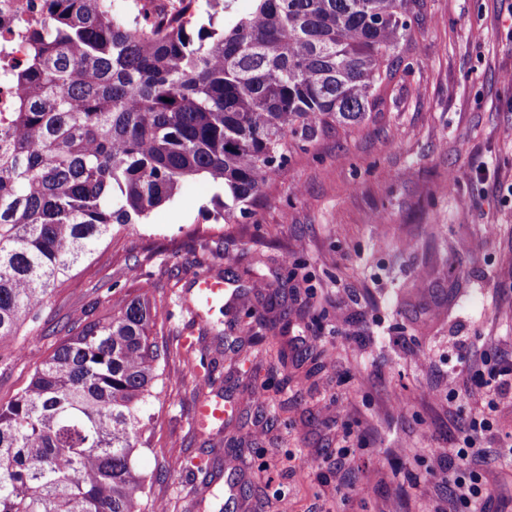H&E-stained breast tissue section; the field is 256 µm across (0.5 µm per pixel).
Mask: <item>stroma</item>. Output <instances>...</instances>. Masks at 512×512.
Masks as SVG:
<instances>
[{"mask_svg":"<svg viewBox=\"0 0 512 512\" xmlns=\"http://www.w3.org/2000/svg\"><path fill=\"white\" fill-rule=\"evenodd\" d=\"M412 27L409 72L379 115L297 151L241 223L209 218L217 187L197 178L146 223L114 230L45 305V333L18 337L0 363V399L28 384L89 302L142 282L168 347L139 462L155 476L152 502L448 512V450L471 406L449 400L448 385L512 350V0H427ZM212 267L238 301L213 309L207 335L189 299ZM271 311L286 314L275 338L253 343ZM208 398L236 405L223 430L195 422ZM495 419L476 468L493 512H512V459L497 453L511 393ZM231 456L251 472L226 470Z\"/></svg>","mask_w":512,"mask_h":512,"instance_id":"obj_1","label":"stroma"}]
</instances>
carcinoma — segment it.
Masks as SVG:
<instances>
[{
  "label": "carcinoma",
  "instance_id": "cac0c4a2",
  "mask_svg": "<svg viewBox=\"0 0 512 512\" xmlns=\"http://www.w3.org/2000/svg\"><path fill=\"white\" fill-rule=\"evenodd\" d=\"M0 114V354L112 235L181 182L224 189L237 224L295 146L379 111L427 0H186L144 29L114 0H43ZM91 302L0 401V512H153L137 459L167 346L146 293Z\"/></svg>",
  "mask_w": 512,
  "mask_h": 512
}]
</instances>
